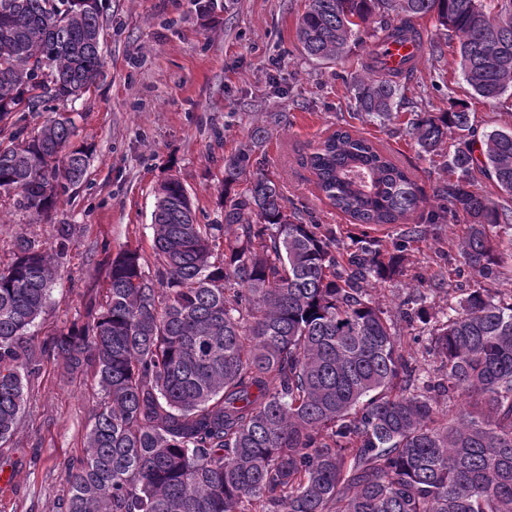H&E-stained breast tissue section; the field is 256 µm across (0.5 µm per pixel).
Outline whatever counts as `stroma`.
<instances>
[{
	"label": "stroma",
	"mask_w": 512,
	"mask_h": 512,
	"mask_svg": "<svg viewBox=\"0 0 512 512\" xmlns=\"http://www.w3.org/2000/svg\"><path fill=\"white\" fill-rule=\"evenodd\" d=\"M100 2L104 78L75 105L78 134L95 146L83 183L61 198L48 221L18 209L14 196L0 195V266L20 241L53 247L59 225L75 228L58 256L61 278L34 328L31 346L42 370L28 386L9 446L0 448V512H50L67 494L63 466L83 455L100 392L92 376L67 374L43 343L54 330L84 321L89 298H103L119 250L139 249L145 272L154 271L151 214L163 179L177 176L199 223H216L225 157L268 115L281 113L284 122L272 127L258 153L268 175L303 218L335 230L341 249L365 234L388 254L406 244L399 275L372 284L370 293L394 316L419 280H439L442 288L426 299L437 312L479 281L458 255L465 222L430 224L413 239L404 224L363 229L321 197L301 157L343 125L389 152L429 196L448 179L456 139L448 137L438 154L419 153L404 134L414 113L440 112L462 100L476 136L512 127V94L493 102L475 97L449 45L442 54H422L396 119L382 124L358 113L354 86L366 74L370 46H352L332 64L309 61L296 37L308 0H216L206 14L195 0Z\"/></svg>",
	"instance_id": "obj_1"
}]
</instances>
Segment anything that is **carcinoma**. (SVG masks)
Listing matches in <instances>:
<instances>
[{"label":"carcinoma","instance_id":"cac0c4a2","mask_svg":"<svg viewBox=\"0 0 512 512\" xmlns=\"http://www.w3.org/2000/svg\"><path fill=\"white\" fill-rule=\"evenodd\" d=\"M426 15L457 40L475 95L512 90V0H309L297 38L326 64L371 36V74L354 103L384 123L416 63L391 71L378 46L420 41L415 20ZM104 66L96 0H0V123L13 128L0 145V193H15L36 218L83 181L93 149L74 142L70 112L34 134L20 113L78 101ZM280 123L271 115L224 158L219 224L197 222L180 180L161 182L155 273L142 270L138 249L119 251L90 320L43 344L68 373H92L101 392L86 453L64 466L67 498L52 512H512V302L478 286L439 317L421 299L439 284L421 280L399 314L431 326L439 366L422 381L364 286L393 279L404 256L374 240L341 253L335 231L288 206L254 157ZM406 131L427 154L448 133L459 138L450 178L434 189L439 204L426 212L411 173L343 126L302 165L355 224L465 217L464 265L497 279L500 242L490 230L512 223V207L478 192L474 173L512 199V129L478 141L467 104L456 102L416 114ZM58 276L57 254L29 240L0 268V445L41 372L30 330Z\"/></svg>","mask_w":512,"mask_h":512}]
</instances>
